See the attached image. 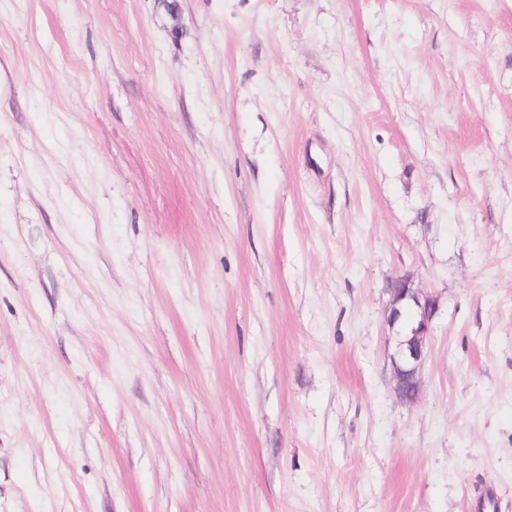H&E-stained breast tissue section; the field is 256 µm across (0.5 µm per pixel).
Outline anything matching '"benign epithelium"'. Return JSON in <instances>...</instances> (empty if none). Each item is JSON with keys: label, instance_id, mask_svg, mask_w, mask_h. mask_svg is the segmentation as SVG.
<instances>
[{"label": "benign epithelium", "instance_id": "benign-epithelium-1", "mask_svg": "<svg viewBox=\"0 0 512 512\" xmlns=\"http://www.w3.org/2000/svg\"><path fill=\"white\" fill-rule=\"evenodd\" d=\"M387 289L391 300L386 321L397 332L391 355L393 392L400 403L412 404L421 392V368L436 310L435 300L422 295L404 277L391 281Z\"/></svg>", "mask_w": 512, "mask_h": 512}]
</instances>
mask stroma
<instances>
[{"label":"stroma","mask_w":512,"mask_h":512,"mask_svg":"<svg viewBox=\"0 0 512 512\" xmlns=\"http://www.w3.org/2000/svg\"><path fill=\"white\" fill-rule=\"evenodd\" d=\"M175 2L0 0V512H512V0ZM387 289L391 300L386 321L396 328V347L391 355L393 392L402 404H413L421 392V368L435 300L423 296L404 277L392 280Z\"/></svg>","instance_id":"1"}]
</instances>
